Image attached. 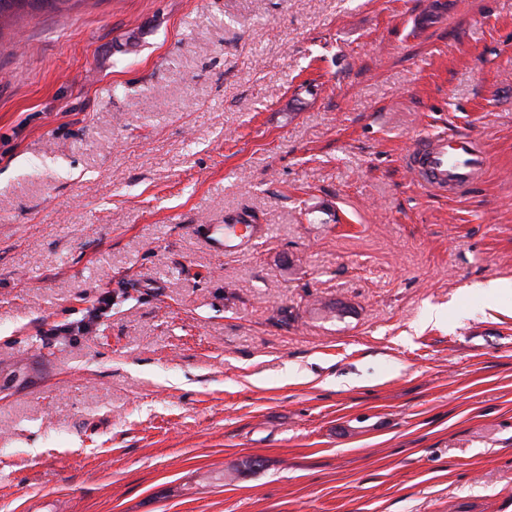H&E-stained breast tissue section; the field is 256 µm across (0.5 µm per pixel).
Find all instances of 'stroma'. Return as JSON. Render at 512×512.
Here are the masks:
<instances>
[{
	"label": "stroma",
	"mask_w": 512,
	"mask_h": 512,
	"mask_svg": "<svg viewBox=\"0 0 512 512\" xmlns=\"http://www.w3.org/2000/svg\"><path fill=\"white\" fill-rule=\"evenodd\" d=\"M431 129L490 151L467 193L404 168ZM494 280L512 0L0 20V512H512ZM194 229L201 234L215 251L239 252L248 248L263 235V226L247 224L244 220L236 223L198 224Z\"/></svg>",
	"instance_id": "obj_1"
}]
</instances>
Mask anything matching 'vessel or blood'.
I'll list each match as a JSON object with an SVG mask.
<instances>
[{"label":"vessel or blood","mask_w":512,"mask_h":512,"mask_svg":"<svg viewBox=\"0 0 512 512\" xmlns=\"http://www.w3.org/2000/svg\"><path fill=\"white\" fill-rule=\"evenodd\" d=\"M489 162L488 150L477 136L452 138L440 131L415 137L404 158L417 185L441 195L463 193L483 175ZM196 230L211 248L224 253L242 251L263 234L262 225L243 221L200 224Z\"/></svg>","instance_id":"1"}]
</instances>
